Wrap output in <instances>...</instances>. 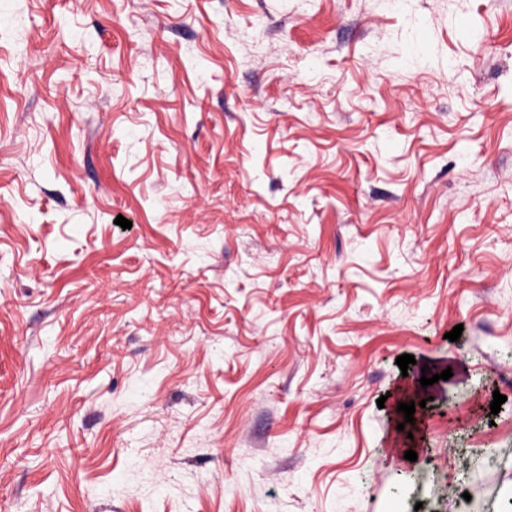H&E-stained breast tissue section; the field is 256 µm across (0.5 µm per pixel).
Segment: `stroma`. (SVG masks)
I'll list each match as a JSON object with an SVG mask.
<instances>
[{
  "label": "stroma",
  "instance_id": "obj_1",
  "mask_svg": "<svg viewBox=\"0 0 512 512\" xmlns=\"http://www.w3.org/2000/svg\"><path fill=\"white\" fill-rule=\"evenodd\" d=\"M511 419L512 0H0V512H512Z\"/></svg>",
  "mask_w": 512,
  "mask_h": 512
}]
</instances>
